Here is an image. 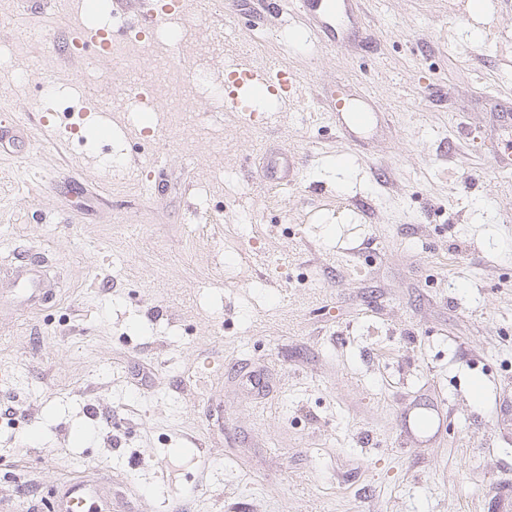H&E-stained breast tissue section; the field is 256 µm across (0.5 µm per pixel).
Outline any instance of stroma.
Listing matches in <instances>:
<instances>
[{
  "mask_svg": "<svg viewBox=\"0 0 512 512\" xmlns=\"http://www.w3.org/2000/svg\"><path fill=\"white\" fill-rule=\"evenodd\" d=\"M289 0H229L225 51L295 75L185 148L182 116L112 109L123 63L70 57L76 0H0V504L46 512L95 469L129 512H499L512 501V0H357L355 40ZM103 79L89 84L90 71ZM30 73L23 82L19 73ZM73 97L59 112L41 87ZM367 95L363 143L320 87ZM88 109L84 130L68 113ZM299 158L277 193L266 151ZM32 170L21 180L23 170ZM151 185L149 194L141 182ZM39 266L19 295L11 270ZM267 372L255 394L244 372ZM438 406L414 446L397 414Z\"/></svg>",
  "mask_w": 512,
  "mask_h": 512,
  "instance_id": "stroma-1",
  "label": "stroma"
}]
</instances>
